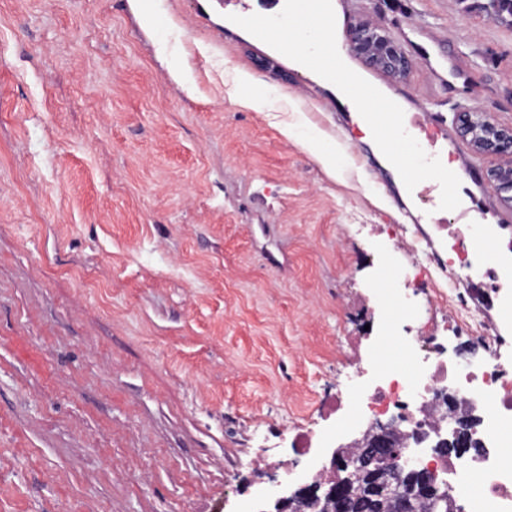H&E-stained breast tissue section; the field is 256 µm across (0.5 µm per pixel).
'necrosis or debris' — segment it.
Here are the masks:
<instances>
[{
	"instance_id": "necrosis-or-debris-1",
	"label": "necrosis or debris",
	"mask_w": 512,
	"mask_h": 512,
	"mask_svg": "<svg viewBox=\"0 0 512 512\" xmlns=\"http://www.w3.org/2000/svg\"><path fill=\"white\" fill-rule=\"evenodd\" d=\"M484 294L481 288L461 293L452 282L447 290L436 291L435 299L447 308L449 321L470 332L475 320L468 314L469 303ZM479 339L483 355L464 362L445 359L443 345L422 329L401 345L395 363L381 364L380 350H373L367 358L373 368L370 381L351 375L336 388V403L345 409L340 427L361 428L389 416L405 438L402 456L450 475L449 493L466 504V512H512V460L502 454L512 443V341L498 331L480 332ZM451 393L480 420L482 453L470 461L415 450L414 434L431 424L447 428L444 399Z\"/></svg>"
}]
</instances>
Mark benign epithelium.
<instances>
[{"label": "benign epithelium", "mask_w": 512, "mask_h": 512, "mask_svg": "<svg viewBox=\"0 0 512 512\" xmlns=\"http://www.w3.org/2000/svg\"><path fill=\"white\" fill-rule=\"evenodd\" d=\"M350 51L369 66L395 81L408 77L414 68L390 32L373 19L359 20L347 31ZM460 134L475 153L496 161L488 176L504 193L503 202L512 207V126L491 120L486 113L468 108L457 113ZM448 434L434 428L438 437L435 450L467 452L479 456L475 438L477 420L457 409V400L447 398ZM397 431L392 422L374 421L362 438L345 446L324 449L331 471H340V480L315 479L310 484L288 492V483L276 484L275 512H352L357 499L366 496L379 500L393 498L400 512H410L413 501L436 489V474L428 467H411L396 454Z\"/></svg>", "instance_id": "benign-epithelium-1"}]
</instances>
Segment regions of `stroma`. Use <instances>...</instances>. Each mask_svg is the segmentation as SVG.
<instances>
[{"label":"stroma","mask_w":512,"mask_h":512,"mask_svg":"<svg viewBox=\"0 0 512 512\" xmlns=\"http://www.w3.org/2000/svg\"><path fill=\"white\" fill-rule=\"evenodd\" d=\"M481 2L338 0L336 36L371 17L415 59L401 82L345 62L447 130L512 255L455 122L512 125V28ZM261 10L0 0V512H271L288 461L289 489L313 480L307 430L355 437L337 374L444 318L424 279L418 318L372 297L392 238L435 237L439 185L407 194L314 72L230 20Z\"/></svg>","instance_id":"obj_1"}]
</instances>
